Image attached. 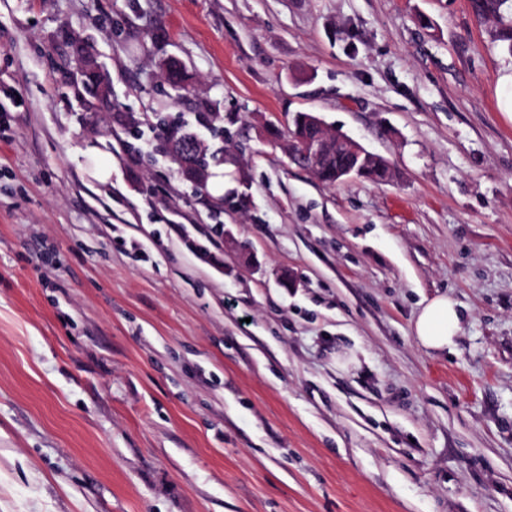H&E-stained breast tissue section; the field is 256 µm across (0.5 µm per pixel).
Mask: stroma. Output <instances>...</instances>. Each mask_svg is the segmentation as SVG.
I'll return each instance as SVG.
<instances>
[{"label":"stroma","instance_id":"obj_1","mask_svg":"<svg viewBox=\"0 0 512 512\" xmlns=\"http://www.w3.org/2000/svg\"><path fill=\"white\" fill-rule=\"evenodd\" d=\"M510 71L471 0H0V512H512ZM157 136L165 139L178 172L197 188H206L209 177L207 152L195 135L188 131L176 130L165 119L159 117L154 128ZM336 147L348 150L347 155L350 159V165L344 169L348 164V157L345 153L336 151L334 146L331 145L313 164L314 171L324 184L332 185L339 182V174L343 169L345 172H351L359 170L363 166L362 148L356 141L349 137L338 138L336 139ZM358 177L367 178L377 183H387L392 180L393 174L390 167L370 160L360 170ZM413 329L422 347L441 351L448 349L462 331L463 318L454 300L438 296L421 308Z\"/></svg>","mask_w":512,"mask_h":512}]
</instances>
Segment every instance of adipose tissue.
I'll return each instance as SVG.
<instances>
[{"instance_id":"1","label":"adipose tissue","mask_w":512,"mask_h":512,"mask_svg":"<svg viewBox=\"0 0 512 512\" xmlns=\"http://www.w3.org/2000/svg\"><path fill=\"white\" fill-rule=\"evenodd\" d=\"M413 329L422 347L441 351L452 345L462 331L463 318L454 300L439 296L421 308Z\"/></svg>"}]
</instances>
